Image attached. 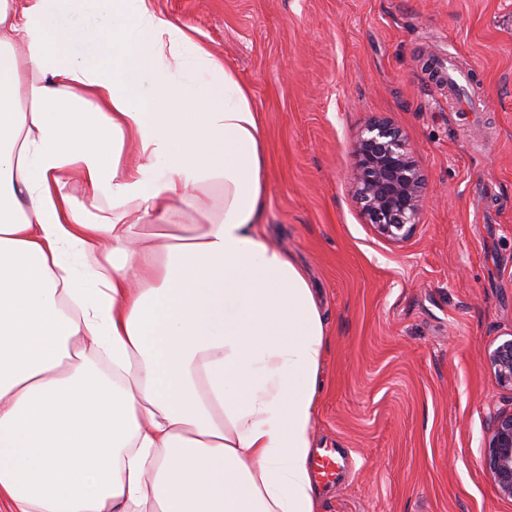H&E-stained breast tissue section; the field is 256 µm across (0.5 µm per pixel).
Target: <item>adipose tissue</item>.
Instances as JSON below:
<instances>
[{
  "mask_svg": "<svg viewBox=\"0 0 512 512\" xmlns=\"http://www.w3.org/2000/svg\"><path fill=\"white\" fill-rule=\"evenodd\" d=\"M266 199L248 90L155 0H0L11 512H318L327 329Z\"/></svg>",
  "mask_w": 512,
  "mask_h": 512,
  "instance_id": "obj_1",
  "label": "adipose tissue"
}]
</instances>
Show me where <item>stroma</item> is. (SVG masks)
Instances as JSON below:
<instances>
[{
  "mask_svg": "<svg viewBox=\"0 0 512 512\" xmlns=\"http://www.w3.org/2000/svg\"><path fill=\"white\" fill-rule=\"evenodd\" d=\"M246 87L267 153L263 222L326 322L315 448L338 479L319 512H512L486 474L489 417L512 392L487 348L512 337V0H155ZM470 74L463 90L428 57ZM383 118L431 202L378 238L350 147Z\"/></svg>",
  "mask_w": 512,
  "mask_h": 512,
  "instance_id": "stroma-1",
  "label": "stroma"
}]
</instances>
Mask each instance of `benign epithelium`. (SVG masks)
Returning a JSON list of instances; mask_svg holds the SVG:
<instances>
[{
  "label": "benign epithelium",
  "instance_id": "benign-epithelium-1",
  "mask_svg": "<svg viewBox=\"0 0 512 512\" xmlns=\"http://www.w3.org/2000/svg\"><path fill=\"white\" fill-rule=\"evenodd\" d=\"M350 179L374 233L390 244L409 240L429 202L426 178L399 129L368 123L351 145ZM486 364L499 387L512 391V338L489 348ZM483 467L499 493L512 498V411L491 416Z\"/></svg>",
  "mask_w": 512,
  "mask_h": 512
}]
</instances>
